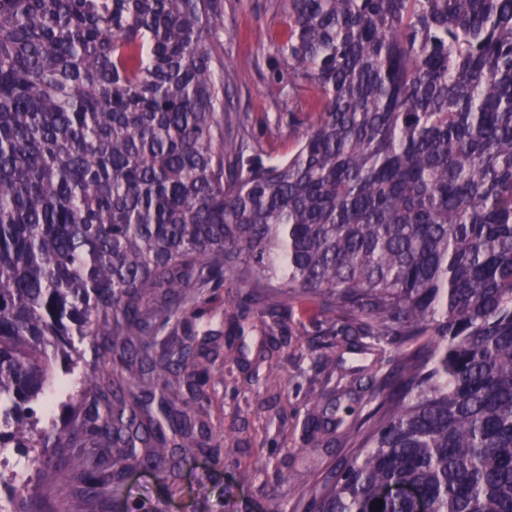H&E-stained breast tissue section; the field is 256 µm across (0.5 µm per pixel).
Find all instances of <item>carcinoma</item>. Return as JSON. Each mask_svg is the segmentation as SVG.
<instances>
[{
  "label": "carcinoma",
  "mask_w": 512,
  "mask_h": 512,
  "mask_svg": "<svg viewBox=\"0 0 512 512\" xmlns=\"http://www.w3.org/2000/svg\"><path fill=\"white\" fill-rule=\"evenodd\" d=\"M224 0H0V451L92 498L200 448L206 293L233 274L404 346L318 512H512V0H288L277 85L322 92L264 162L209 43ZM235 328L254 301L237 295ZM438 353L420 359V342ZM95 347L84 388L41 406ZM190 370L184 397L166 374ZM413 487L419 496L386 498ZM83 383L84 376L82 368L76 369L74 373L69 375L59 373L55 380L50 383L47 388V397L50 404L44 410L46 425H51L53 423L58 427L60 426L62 413L58 403L62 392L64 390H67L68 392L79 390L83 386Z\"/></svg>",
  "instance_id": "obj_1"
}]
</instances>
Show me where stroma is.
<instances>
[{
    "mask_svg": "<svg viewBox=\"0 0 512 512\" xmlns=\"http://www.w3.org/2000/svg\"><path fill=\"white\" fill-rule=\"evenodd\" d=\"M287 38L284 0H224L213 38L214 56L235 71L225 111L247 114L252 146L276 159L296 147L290 116L312 119L321 101L304 80L271 95L275 48ZM240 287L226 277L205 306L215 331L213 377L199 410L209 425L205 447L178 452L165 478L136 466L124 473L127 501L150 512H312L360 455L357 430L398 365L395 343L345 335L336 312L314 299L289 301L268 334L229 338L224 301ZM29 484L32 505L49 496L58 512H84L57 465Z\"/></svg>",
    "mask_w": 512,
    "mask_h": 512,
    "instance_id": "35a3bbf8",
    "label": "stroma"
}]
</instances>
